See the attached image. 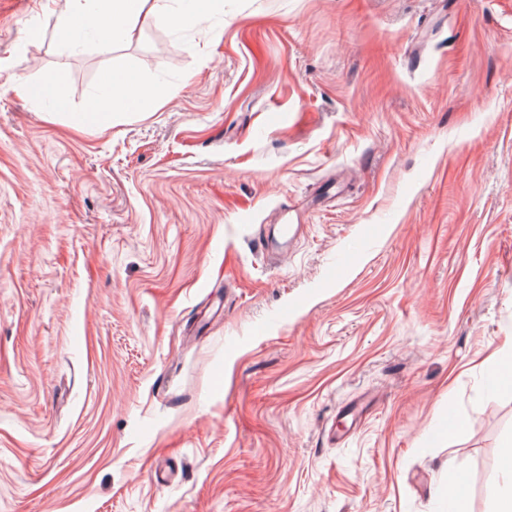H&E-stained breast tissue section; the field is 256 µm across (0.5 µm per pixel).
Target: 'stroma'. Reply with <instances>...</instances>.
Listing matches in <instances>:
<instances>
[{
  "label": "stroma",
  "instance_id": "stroma-1",
  "mask_svg": "<svg viewBox=\"0 0 512 512\" xmlns=\"http://www.w3.org/2000/svg\"><path fill=\"white\" fill-rule=\"evenodd\" d=\"M69 7L0 0V512H494L512 0ZM76 7L60 19L69 35L91 34L100 42L114 45L124 41L130 22L137 18L149 0H73ZM182 2L181 0H153L150 10L159 21L186 23L193 16L183 10ZM126 72L116 73L109 71L103 78L106 94L100 98L99 111L86 114L85 118L92 121L99 128H107L112 117L124 115L131 110L132 97L126 90Z\"/></svg>",
  "mask_w": 512,
  "mask_h": 512
}]
</instances>
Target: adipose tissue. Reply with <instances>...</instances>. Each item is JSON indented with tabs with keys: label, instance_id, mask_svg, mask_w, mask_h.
Segmentation results:
<instances>
[{
	"label": "adipose tissue",
	"instance_id": "adipose-tissue-1",
	"mask_svg": "<svg viewBox=\"0 0 512 512\" xmlns=\"http://www.w3.org/2000/svg\"><path fill=\"white\" fill-rule=\"evenodd\" d=\"M147 7L162 22L185 23L191 19L182 8V0H77L74 10L61 17L60 23L66 33H86L112 45L127 38L130 22ZM126 83V73L107 72L103 79L106 93L98 111L88 113V120L104 129L113 117L129 112L132 97Z\"/></svg>",
	"mask_w": 512,
	"mask_h": 512
}]
</instances>
